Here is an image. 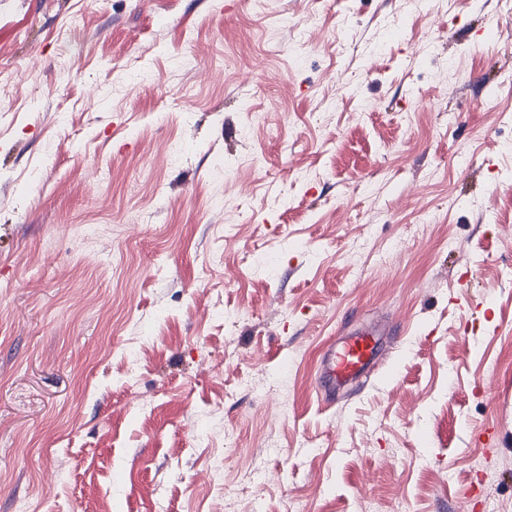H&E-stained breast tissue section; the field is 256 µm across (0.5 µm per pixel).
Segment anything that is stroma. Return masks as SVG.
I'll use <instances>...</instances> for the list:
<instances>
[{"label": "stroma", "instance_id": "35a3bbf8", "mask_svg": "<svg viewBox=\"0 0 512 512\" xmlns=\"http://www.w3.org/2000/svg\"><path fill=\"white\" fill-rule=\"evenodd\" d=\"M511 134L512 0H0V512H512ZM392 322L355 331L336 348L331 345L322 359L318 380H328L333 389L357 380L377 360L380 336L390 334Z\"/></svg>", "mask_w": 512, "mask_h": 512}]
</instances>
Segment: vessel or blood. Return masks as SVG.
Returning <instances> with one entry per match:
<instances>
[{
    "label": "vessel or blood",
    "mask_w": 512,
    "mask_h": 512,
    "mask_svg": "<svg viewBox=\"0 0 512 512\" xmlns=\"http://www.w3.org/2000/svg\"><path fill=\"white\" fill-rule=\"evenodd\" d=\"M390 324L355 331L339 346L329 348L322 359L319 380L332 386H344L357 380L371 369L377 360L378 343L388 335Z\"/></svg>",
    "instance_id": "1"
}]
</instances>
